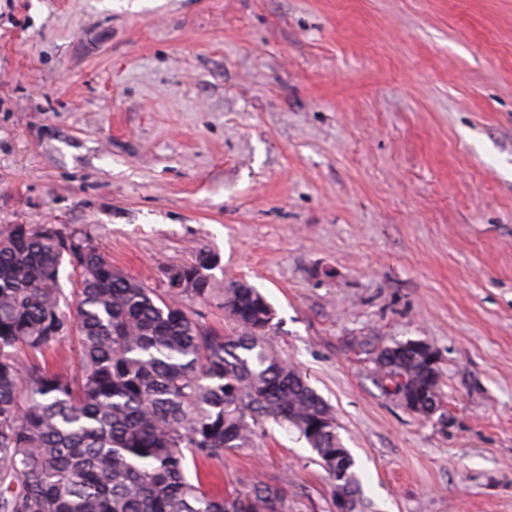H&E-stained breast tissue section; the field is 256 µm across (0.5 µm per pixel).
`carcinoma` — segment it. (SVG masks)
<instances>
[{
  "mask_svg": "<svg viewBox=\"0 0 512 512\" xmlns=\"http://www.w3.org/2000/svg\"><path fill=\"white\" fill-rule=\"evenodd\" d=\"M215 260L163 270L158 291L112 266L91 241L54 224L0 237V512H288L262 481L232 498L205 488L199 464L247 447L272 420L294 428L347 498L361 500L354 459L331 406L261 338L276 312L247 281H224L226 336L190 317L213 291ZM76 277L68 302L60 279ZM184 288H174L177 281ZM77 335L75 370L38 356ZM408 340L375 352L383 387L419 386L445 415L440 380Z\"/></svg>",
  "mask_w": 512,
  "mask_h": 512,
  "instance_id": "cac0c4a2",
  "label": "carcinoma"
}]
</instances>
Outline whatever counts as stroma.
Here are the masks:
<instances>
[{"label": "stroma", "instance_id": "stroma-1", "mask_svg": "<svg viewBox=\"0 0 512 512\" xmlns=\"http://www.w3.org/2000/svg\"><path fill=\"white\" fill-rule=\"evenodd\" d=\"M15 224L80 230L157 289L212 255L213 296L182 305L228 335L225 279L257 288L362 512H512V0H0ZM410 339L438 354L446 418L376 383L374 350ZM200 472L335 512L272 422Z\"/></svg>", "mask_w": 512, "mask_h": 512}]
</instances>
